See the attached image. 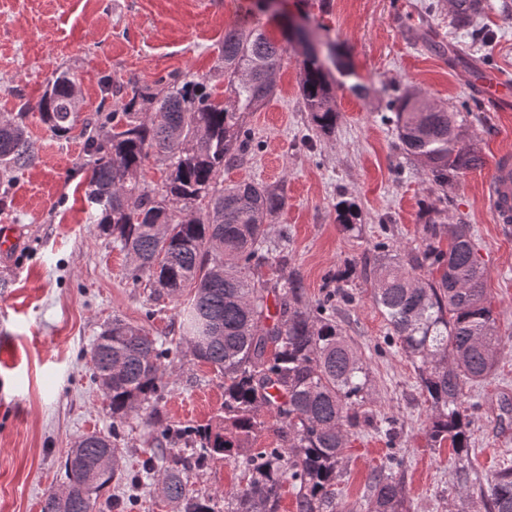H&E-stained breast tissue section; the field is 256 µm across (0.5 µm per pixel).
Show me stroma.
Instances as JSON below:
<instances>
[{
    "label": "stroma",
    "mask_w": 512,
    "mask_h": 512,
    "mask_svg": "<svg viewBox=\"0 0 512 512\" xmlns=\"http://www.w3.org/2000/svg\"><path fill=\"white\" fill-rule=\"evenodd\" d=\"M428 2L280 0L271 12L257 0H0V114L36 102L58 68L74 75L86 114L102 106L107 75L148 85L212 78L224 33L235 27L279 42L293 17L335 47V131H316L299 89L302 57L288 49L274 96L244 118L256 148L225 168L224 182L283 185L286 204L268 237L287 240L304 299L315 303L336 287L353 297L336 323L369 364L368 409L375 420L394 421L398 434L390 442L370 426L351 436L336 487L349 512H364L371 473L394 457L406 512H473L472 498L457 493L459 474L476 489L512 460V420L499 411L502 397L512 398V225L496 223L485 201L495 159L512 151V102L487 100L478 88L484 71L512 82V0H482L470 27L455 25L454 0H439L434 10ZM404 93L468 112L463 142L481 150L484 166L447 191L433 187L383 120L388 100ZM27 125L38 159L0 211V236L21 241L13 256L0 258V512H35L62 486L68 449L83 435L111 434L90 350L112 318L144 325L170 348L180 336L178 303L151 301L147 281L129 275L131 258L90 218L82 139L54 136L35 115ZM344 200L358 208L351 231L338 221ZM427 208L437 221L471 226L504 344L495 374L465 389L472 405L465 470L453 448L430 446L418 370L386 346L371 283L350 272L382 261L375 245L383 238L419 244ZM173 367L175 381L158 404L162 423H214L224 412L220 378L186 351ZM117 446L123 477L101 491L96 512H171L157 491L161 469L146 468L153 444L143 424L121 428ZM242 472L241 458L218 456L186 476L201 494L238 486Z\"/></svg>",
    "instance_id": "35a3bbf8"
}]
</instances>
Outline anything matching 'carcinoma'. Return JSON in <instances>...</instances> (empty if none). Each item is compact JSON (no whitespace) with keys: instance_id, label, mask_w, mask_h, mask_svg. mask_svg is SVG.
<instances>
[{"instance_id":"1","label":"carcinoma","mask_w":512,"mask_h":512,"mask_svg":"<svg viewBox=\"0 0 512 512\" xmlns=\"http://www.w3.org/2000/svg\"><path fill=\"white\" fill-rule=\"evenodd\" d=\"M480 0H457L455 23L468 26ZM300 90L316 130L336 127L332 85L323 62L303 43ZM286 48L259 29L224 32L218 76L229 101L212 98L205 82L173 80L155 87L102 80L104 94L125 98L120 110L81 116L75 78L54 71L39 100L0 116V207L15 178L37 159L26 126L29 113L56 136L76 128L89 167L86 198L95 223L133 262L130 277L148 278L152 300L188 296L180 312L185 346L224 379V416L203 428L164 425L161 394L173 376L168 350L143 325L112 319L91 350L93 374L110 402L112 426L140 420L167 448L191 445L194 464L245 448L269 415L282 443L243 459L245 484L224 496L188 488L186 459L164 452L158 491L173 512H278L281 491L296 490L298 512H344L336 503L340 463L352 431L372 424L361 411L370 396L366 360L334 323L337 288L316 304L303 301L301 280L288 269V247L267 241L266 224L286 204L284 188L255 182L224 185V167L253 151L243 114L275 94L274 76ZM400 149L440 188L483 166L481 152L460 145L467 112L429 109L410 95L388 102ZM169 161L161 188L141 180L144 161ZM376 248L385 262L373 271L372 301L387 339L417 364L430 403L428 436L470 451L464 388L495 371L503 344L484 288L469 224L424 222L421 244L404 251L388 241ZM270 261L282 272L270 286L254 269ZM274 296L275 307L268 304ZM86 434L66 454V482L46 497L42 512H96L99 493L121 476L115 440ZM224 499L218 507L217 499ZM477 512H512V466L505 463L479 492ZM366 512H404L399 482L375 469Z\"/></svg>"}]
</instances>
